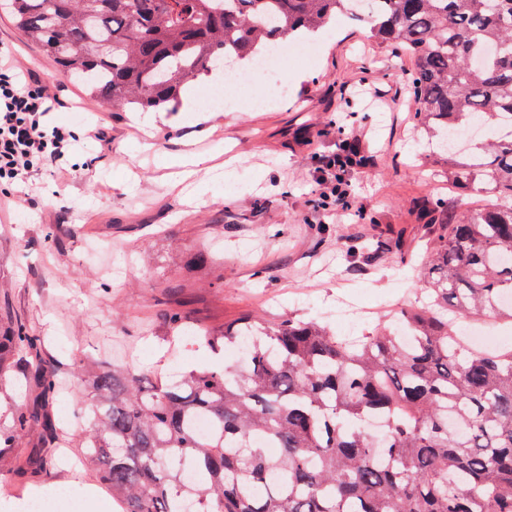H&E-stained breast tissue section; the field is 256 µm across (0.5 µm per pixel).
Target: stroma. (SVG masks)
Here are the masks:
<instances>
[{
    "instance_id": "35a3bbf8",
    "label": "stroma",
    "mask_w": 512,
    "mask_h": 512,
    "mask_svg": "<svg viewBox=\"0 0 512 512\" xmlns=\"http://www.w3.org/2000/svg\"><path fill=\"white\" fill-rule=\"evenodd\" d=\"M316 55L292 64L289 95L277 101L256 84L247 112L154 111L151 132L132 114L102 106L89 90L58 74L42 49L0 14V45L16 64L62 91L68 109L51 120L87 131L104 128L108 144L79 139L70 164L91 170L62 179L32 176L20 201L0 206V317L43 336L42 356L64 389L41 400L36 387L0 397V423L15 406L44 401L68 431V454L84 439L74 426L91 400L78 388V362L104 360L144 374L146 385L195 367L236 364L192 336L172 339L173 314L223 330L239 315L290 314L335 324L338 300L369 307L357 331H373L382 304L411 305L424 283L419 263L431 232L422 211L438 201L480 208L479 195L436 176L440 158L424 155L425 129L415 117L393 46L367 40L360 23L337 15L312 37ZM360 139L367 167L349 171L364 220L315 206L316 156L332 154L338 127ZM223 142L238 161L198 202L164 179L187 146L203 168ZM22 468L0 462V512H19L25 494L53 507L86 512L96 471L61 462L42 427L27 432Z\"/></svg>"
}]
</instances>
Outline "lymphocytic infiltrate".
I'll return each mask as SVG.
<instances>
[{
	"label": "lymphocytic infiltrate",
	"mask_w": 512,
	"mask_h": 512,
	"mask_svg": "<svg viewBox=\"0 0 512 512\" xmlns=\"http://www.w3.org/2000/svg\"><path fill=\"white\" fill-rule=\"evenodd\" d=\"M59 104L58 94L35 74H20L9 53L0 49V195L11 196L14 186L33 172L61 167L73 151L77 138L72 130L48 122ZM369 161L354 138L341 139L336 154L319 158L318 183L337 197L341 215L358 220L365 212L353 206L351 186L339 177V169Z\"/></svg>",
	"instance_id": "lymphocytic-infiltrate-1"
}]
</instances>
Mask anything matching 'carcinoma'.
I'll return each mask as SVG.
<instances>
[{"instance_id":"carcinoma-1","label":"carcinoma","mask_w":512,"mask_h":512,"mask_svg":"<svg viewBox=\"0 0 512 512\" xmlns=\"http://www.w3.org/2000/svg\"><path fill=\"white\" fill-rule=\"evenodd\" d=\"M353 11L373 41L413 59L417 121L448 177L485 198L438 225L422 303L400 311L409 332L338 336L315 321L251 315L203 334L212 350L247 345L245 369H195L145 388L100 362L79 370L95 400L84 457L120 512H512V347L479 352L463 324L512 327V0H0L60 67L110 108L178 102L188 84ZM493 128L494 139L448 147ZM0 390L18 356L45 397L56 375L42 338L1 333ZM208 417L198 434L193 420ZM20 407L0 428V460L26 463ZM194 474L185 481L184 469Z\"/></svg>"}]
</instances>
